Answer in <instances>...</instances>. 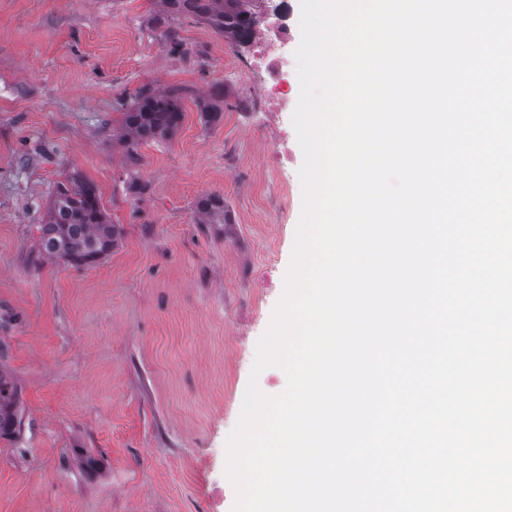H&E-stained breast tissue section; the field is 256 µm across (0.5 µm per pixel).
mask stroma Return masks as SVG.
<instances>
[{"label": "stroma", "mask_w": 512, "mask_h": 512, "mask_svg": "<svg viewBox=\"0 0 512 512\" xmlns=\"http://www.w3.org/2000/svg\"><path fill=\"white\" fill-rule=\"evenodd\" d=\"M156 0H0V367L21 426L0 439V512H231L225 441L301 213L295 132L256 110L251 47L186 17L172 55ZM186 89L173 138L131 164L116 139L143 86ZM224 89L221 115L199 101ZM95 184L112 252L42 256L57 182ZM147 183L131 195V178ZM227 221L200 224L197 200ZM96 458L83 465L79 449ZM196 213L200 218V224H223L224 223V197L219 194H210L202 197L196 202Z\"/></svg>", "instance_id": "35a3bbf8"}]
</instances>
